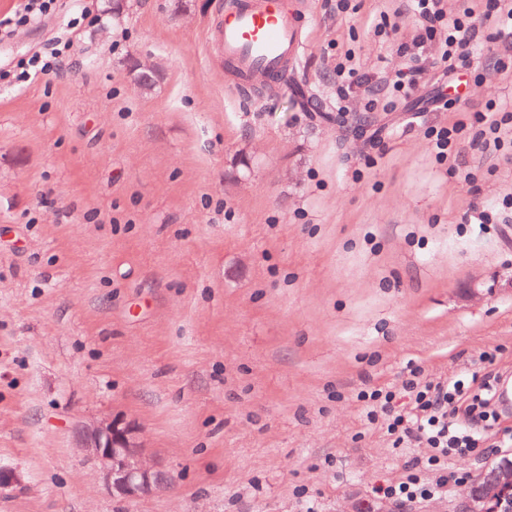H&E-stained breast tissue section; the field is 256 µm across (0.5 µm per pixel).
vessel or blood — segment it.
Masks as SVG:
<instances>
[{"label": "vessel or blood", "instance_id": "1", "mask_svg": "<svg viewBox=\"0 0 512 512\" xmlns=\"http://www.w3.org/2000/svg\"><path fill=\"white\" fill-rule=\"evenodd\" d=\"M305 12L297 0H227L210 32L211 43L224 55L231 80L242 94L251 83L274 79L286 89L306 49Z\"/></svg>", "mask_w": 512, "mask_h": 512}]
</instances>
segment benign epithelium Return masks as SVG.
Returning a JSON list of instances; mask_svg holds the SVG:
<instances>
[{"instance_id": "1", "label": "benign epithelium", "mask_w": 512, "mask_h": 512, "mask_svg": "<svg viewBox=\"0 0 512 512\" xmlns=\"http://www.w3.org/2000/svg\"><path fill=\"white\" fill-rule=\"evenodd\" d=\"M80 452L92 461L98 479L114 497L137 499L163 487L160 464L139 446L138 429L114 418L86 430ZM496 472L502 493L512 497V462L505 459ZM464 512H495L491 501L476 491L466 499Z\"/></svg>"}]
</instances>
